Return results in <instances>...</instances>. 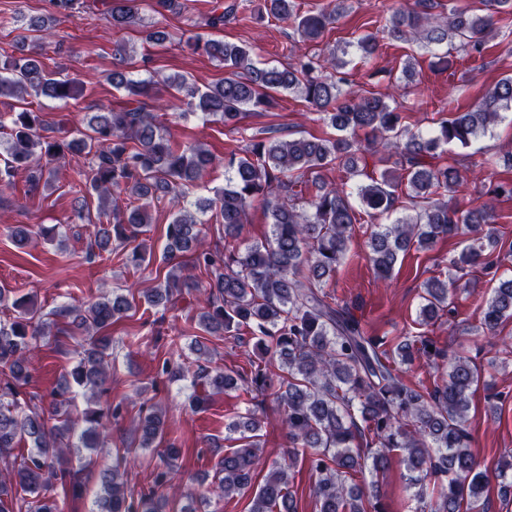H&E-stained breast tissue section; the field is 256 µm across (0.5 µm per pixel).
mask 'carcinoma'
<instances>
[{"label":"carcinoma","mask_w":512,"mask_h":512,"mask_svg":"<svg viewBox=\"0 0 512 512\" xmlns=\"http://www.w3.org/2000/svg\"><path fill=\"white\" fill-rule=\"evenodd\" d=\"M142 2L108 0L105 14L112 28L124 31L137 24ZM482 4V9L452 5L442 16L431 13L434 0H414L413 8L396 9L383 18L382 31L393 41L420 48L446 47L441 66L451 63L455 51L481 58L496 16L512 14V0ZM345 10L344 0H336L330 11L301 15L295 0H265L267 15L292 25L310 42L322 38ZM52 28L40 17L30 20L26 30L35 33L38 44ZM26 40L21 39L22 56L0 58V97L78 99L83 83L46 70L40 53L27 48ZM191 46L224 64L228 76L202 89L175 74L160 88L152 78L134 79L115 69L108 80L139 98L138 105L101 107L87 125L69 131V141L44 135L48 128L37 112L23 107L12 113L0 186L14 187L15 175L24 172L32 192L67 154L91 157L76 173L86 191L97 196L99 217L112 222L93 225L88 255L110 251L115 239L130 245L125 260L136 269L146 262V253L134 241L152 223L151 203L169 200L174 213L165 227L164 259L170 269L143 298L153 307L165 306L174 295L195 290L203 302L198 328L210 336L247 330L258 355L247 379L222 366L196 364L189 406L199 409L212 396L240 386L254 399L271 396L279 407L277 426L291 445L288 463L270 462L261 448L265 421L256 411L226 423L225 430L239 434L241 444L224 452L217 464L215 477L224 496H250L249 512H297L291 471L306 460L315 474L317 512H383L378 496L355 482V476L385 473L396 455L408 472L420 512H489L484 497L489 478L478 469L467 429L480 369L471 358L448 353L424 334L406 336L387 348L385 338L370 334L349 306L326 291L346 258L357 211L350 193L323 182L320 175L336 167L349 179L366 178L368 183L356 185V195L371 218L396 210L398 189L407 180V196L420 209L391 224H375L368 233L367 258L377 276L391 277L400 254L413 247L428 249L442 238L466 242L454 267L497 273L495 208L489 203L466 210L457 206L448 193L459 186L460 171L439 163V150L468 145L500 112L512 110V76L501 78L467 110L450 108V117L422 134L409 128L401 106L346 88L345 62L334 49L322 61L302 54L279 67L260 66L250 49L223 40L197 39ZM285 92L302 98L336 135L261 140L231 152L224 157V189L214 199L190 201V189L214 167L215 157L200 144L171 139L154 112L180 108L181 118L200 113L237 126L248 112L276 108L277 95ZM370 150L385 154L394 169L378 177L368 171ZM307 183L314 188L308 199ZM121 194L138 205L107 209L106 203ZM256 201L265 206L271 233L243 249L240 235ZM209 211L224 226L222 251L211 249L199 228ZM185 252L207 274L208 288L199 290V282L175 263ZM10 293L0 288V308L11 313L0 319V461L6 467L0 473V512H59L57 489L67 490L69 481L72 489L81 487L73 459L93 463L104 421L122 417L124 406L76 413L68 384L52 392L45 406L35 403V395L20 397L29 383L31 353L52 327L85 337L79 361L67 375L92 395L106 391L111 338L103 331L132 309L135 293L130 287L116 288L80 306L63 307L55 312L67 319L63 328L44 318L34 296ZM455 314L448 280H427L417 323L429 327ZM510 320L512 278H500L482 309L481 326L494 339ZM422 357L445 365L431 391L404 378ZM270 359L277 361L278 371L269 368ZM165 424L162 409L139 404L133 440L122 461H135L140 449L158 448L164 468L148 489L131 484L118 464L100 469L92 512H164L169 497L163 489L179 456L175 442L166 438ZM495 478L501 500L511 501L512 462L499 467Z\"/></svg>","instance_id":"1"}]
</instances>
